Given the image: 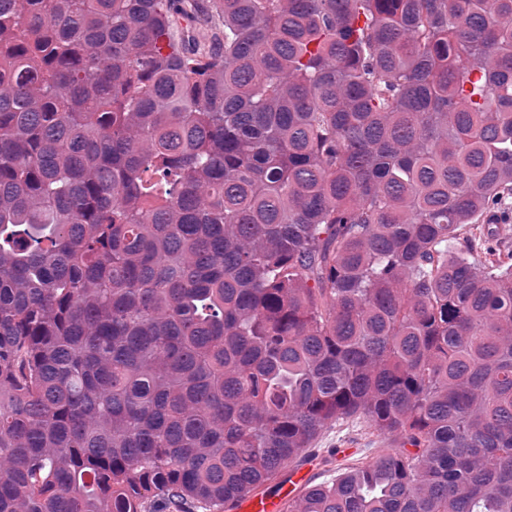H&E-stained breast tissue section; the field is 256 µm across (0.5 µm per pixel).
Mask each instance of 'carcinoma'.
Segmentation results:
<instances>
[{"label": "carcinoma", "mask_w": 512, "mask_h": 512, "mask_svg": "<svg viewBox=\"0 0 512 512\" xmlns=\"http://www.w3.org/2000/svg\"><path fill=\"white\" fill-rule=\"evenodd\" d=\"M512 0H0V512H512ZM339 448L340 452L338 454V459L343 458L344 456H358V453L362 452V448H366L364 446V441H348L345 439L343 441H339L336 438V428L334 430L328 431L325 436L319 441L316 448H325L318 451L316 454H310L306 458L302 459V462L297 463L298 465H293L288 467V469L283 473V475L278 479V482L288 483V477L291 472L299 473V476H305L308 474L307 479H315V483L321 482L323 479L328 478L327 473L324 474V470L328 469L324 464V458L327 455L326 450L331 448ZM306 479V480H307ZM296 485L297 483L294 482L289 483L288 487H284L276 498H246L240 502L238 509L249 510V512H283L288 500L295 495V489H298V494L302 488L300 485Z\"/></svg>", "instance_id": "carcinoma-1"}]
</instances>
